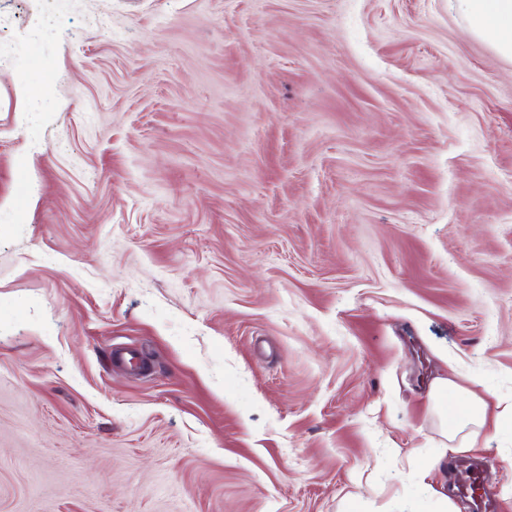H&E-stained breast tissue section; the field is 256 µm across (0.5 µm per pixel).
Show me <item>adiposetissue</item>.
<instances>
[{
    "instance_id": "ef3b65f1",
    "label": "adipose tissue",
    "mask_w": 512,
    "mask_h": 512,
    "mask_svg": "<svg viewBox=\"0 0 512 512\" xmlns=\"http://www.w3.org/2000/svg\"><path fill=\"white\" fill-rule=\"evenodd\" d=\"M454 8L467 23L469 33L485 42L499 56L512 61V0H453ZM452 381L435 378L430 387L433 410L445 427L448 448L455 453L475 447L478 435L493 438L512 429V399L487 402L477 397L463 401L456 418H449L446 400Z\"/></svg>"
}]
</instances>
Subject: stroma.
Returning <instances> with one entry per match:
<instances>
[{"mask_svg":"<svg viewBox=\"0 0 512 512\" xmlns=\"http://www.w3.org/2000/svg\"><path fill=\"white\" fill-rule=\"evenodd\" d=\"M438 376L512 397V62L452 0H0V512H470L484 460L512 512Z\"/></svg>","mask_w":512,"mask_h":512,"instance_id":"obj_1","label":"stroma"}]
</instances>
